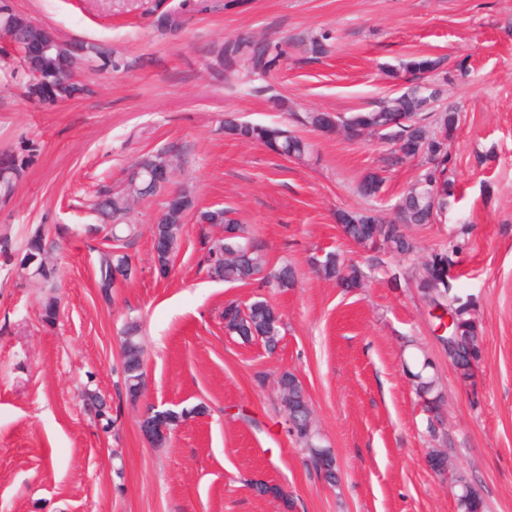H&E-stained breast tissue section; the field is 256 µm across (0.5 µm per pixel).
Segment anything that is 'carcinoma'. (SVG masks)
I'll return each mask as SVG.
<instances>
[{
	"label": "carcinoma",
	"mask_w": 512,
	"mask_h": 512,
	"mask_svg": "<svg viewBox=\"0 0 512 512\" xmlns=\"http://www.w3.org/2000/svg\"><path fill=\"white\" fill-rule=\"evenodd\" d=\"M5 18L13 21L28 40L48 32L38 24L31 25L27 15L11 12ZM182 9L166 10V18L157 26L165 33H176L185 26ZM309 60L317 61L326 56L332 47V36L327 31L310 33L305 38ZM70 44L63 43L60 50L52 49L49 57L40 58L35 66L40 70L44 83L56 87L57 95L70 98V87L59 81L61 57L69 54ZM213 58L209 70L216 79L227 78L238 67L245 65L256 75L265 76L275 65L271 56V45L266 41L248 37H235L224 40L212 51ZM406 71L415 75L436 72L442 66L438 58L412 59L403 63ZM444 90L439 82H423L408 87L404 92L380 100L374 108L340 117L331 112L308 110L298 113L288 107V102L277 101L280 108L288 111L294 121L317 131H329L340 123L344 136L350 141L373 136L400 144L399 150L392 153L391 162L417 159L423 168L416 183L403 197L398 211V220L385 221L373 210L360 213L342 211L338 215L343 234L357 244L384 251L398 257H409L418 251L416 241L406 233L408 224H434L447 213L450 198L455 196V180L448 176V137L456 130L458 112L451 106L441 108L440 101ZM224 134L248 142L261 143L270 150L283 151V155L298 161H305L311 154V145L293 131L280 124H254L242 122L234 117L224 119ZM35 149L26 146L21 151L0 154V172L9 175L0 179V197L9 199L18 181L33 161ZM166 153L147 154L141 157L142 168L136 183H126L123 192L102 193L97 196L93 210L102 218L112 220L108 229L111 245L99 254L96 280L102 292L107 293L113 286L114 266L120 259L118 251L128 248L134 236V228L126 223L132 208L130 198L144 199L155 195L152 185L165 177L170 165ZM383 179L377 173L364 177L359 185L365 197L377 195ZM182 216L195 212L199 224H222L228 236L217 242H204V262L211 277L226 283H249L262 278L276 288H286L292 284L293 273L283 267L275 273L265 274L267 261L261 244L247 227L232 216V211L224 208L195 209V200L183 188H175ZM174 227L161 231L153 241V259L161 271H166L177 246ZM54 242L47 240L45 230L38 229L28 239L26 252L39 256L40 271L44 282L51 284L58 274L53 258ZM461 251L458 243L430 253L419 267L415 277V287L429 302L455 317L453 328L443 338L447 345L448 359L452 362L460 378H472L471 362L479 361L483 336L476 317L475 303L471 298H462L452 292V285L445 278L448 268L457 263ZM317 270L327 279L340 281L348 288H358L362 284L363 273L355 265H347L339 255L330 253L317 263ZM282 317L275 313L264 300H256L241 308L233 303L224 307V330L244 342L258 341L270 351L281 340ZM123 389L126 396L135 401L144 388L143 350L131 326L126 331L122 344ZM428 363L421 364L412 374L416 391L430 409L436 408L441 396L436 391L432 377L424 375ZM281 405L285 410L291 431L305 445L314 443L315 431L311 427V409L304 387L292 373H285L279 381ZM310 463L314 470H325L326 479L336 484L335 460L328 448H311ZM460 498L457 499L459 512H485V505L479 493L464 476H459Z\"/></svg>",
	"instance_id": "1"
}]
</instances>
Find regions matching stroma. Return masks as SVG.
Returning <instances> with one entry per match:
<instances>
[{
  "mask_svg": "<svg viewBox=\"0 0 512 512\" xmlns=\"http://www.w3.org/2000/svg\"><path fill=\"white\" fill-rule=\"evenodd\" d=\"M157 0H9L69 43L122 57L119 69L83 59L92 84L54 106L28 97L0 55V153L30 144L33 163L0 204V512H458L454 474L428 466L448 456L482 496L486 512H512V0H208L187 4L177 34L156 26ZM326 30L333 48L308 61L300 36ZM248 35L283 54L269 76L240 69L214 80L208 64L225 38ZM440 58L469 74L447 86L458 128L448 141L457 197L438 224H412L419 251L400 259L347 240L339 211L393 218L420 167L386 163L377 139L347 140L308 127L307 161L225 136L233 115L288 124L272 97L300 109L347 115L415 81L407 60ZM179 154L174 185L198 207L233 210L262 243L269 269L291 266L285 290L209 276L204 236L187 217L167 272L153 261L152 225L164 198L138 201L128 252L134 277L111 293L96 283L106 231L90 205L124 188L142 155ZM384 179L372 198L362 177ZM48 225L59 242L52 285L23 280L29 233ZM459 240L455 292L471 297L484 336L474 385L443 348L438 318L417 291L415 262ZM340 253L366 278L347 291L321 277L313 258ZM56 298L58 316L45 321ZM263 299L281 313L275 352L224 333V308ZM137 326L145 390L122 389L121 341ZM428 359L442 396L438 438L405 365ZM293 373L312 408L316 442L332 449L329 485L289 433L278 381ZM206 406L198 415L192 408ZM187 410L163 445L141 430L146 409ZM112 419L104 428L99 411ZM106 416V417H107ZM268 485L259 492L257 483Z\"/></svg>",
  "mask_w": 512,
  "mask_h": 512,
  "instance_id": "obj_1",
  "label": "stroma"
}]
</instances>
